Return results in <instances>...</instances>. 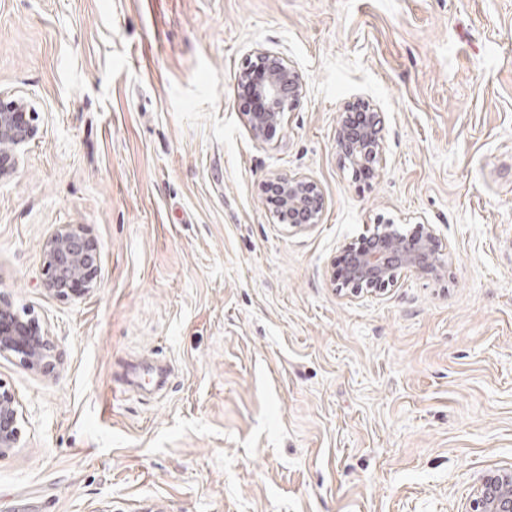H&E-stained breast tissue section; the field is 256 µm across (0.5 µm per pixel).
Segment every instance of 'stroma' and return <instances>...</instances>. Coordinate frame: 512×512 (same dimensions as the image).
<instances>
[{"instance_id": "stroma-1", "label": "stroma", "mask_w": 512, "mask_h": 512, "mask_svg": "<svg viewBox=\"0 0 512 512\" xmlns=\"http://www.w3.org/2000/svg\"><path fill=\"white\" fill-rule=\"evenodd\" d=\"M258 48L303 83L264 141L237 89ZM0 92L39 128L0 179V297L57 352L0 356V512H467L512 468V0H0ZM358 98L368 178L335 147ZM271 174L319 183L320 224L270 216ZM388 221L432 224L446 273L337 291ZM66 224L98 260L61 299ZM146 364L166 384L127 387ZM365 115V120L351 127V112ZM384 127L381 113L364 101L349 102L336 118V153L353 170H374L384 160ZM97 245L80 225H66L44 246L43 287L66 299L94 288ZM19 423L17 401L12 392L0 384V457L18 447L21 437Z\"/></svg>"}]
</instances>
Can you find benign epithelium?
Returning a JSON list of instances; mask_svg holds the SVG:
<instances>
[{
	"instance_id": "obj_1",
	"label": "benign epithelium",
	"mask_w": 512,
	"mask_h": 512,
	"mask_svg": "<svg viewBox=\"0 0 512 512\" xmlns=\"http://www.w3.org/2000/svg\"><path fill=\"white\" fill-rule=\"evenodd\" d=\"M243 89L266 102L247 113L251 135L262 140L273 127L284 126L286 114L298 104L301 76L282 56L267 49L254 51V60L241 75ZM36 113L0 93V179L17 168L15 149L38 132ZM381 113L364 101L343 107L336 118V153L345 166L374 170L384 160ZM267 203L277 221L304 231L321 222L324 196L319 184L305 175L272 174L263 183ZM97 245L80 225H66L45 242L43 287L67 299L94 288ZM444 262L433 225L417 223L404 230L397 224H377L368 236L347 242L331 281L352 294L393 287L403 272L440 275ZM0 355L13 356L29 371L46 370L56 359L55 344L39 321L0 299ZM21 437L17 401L0 384V457L17 447ZM470 512H512V470L484 476L477 485Z\"/></svg>"
}]
</instances>
